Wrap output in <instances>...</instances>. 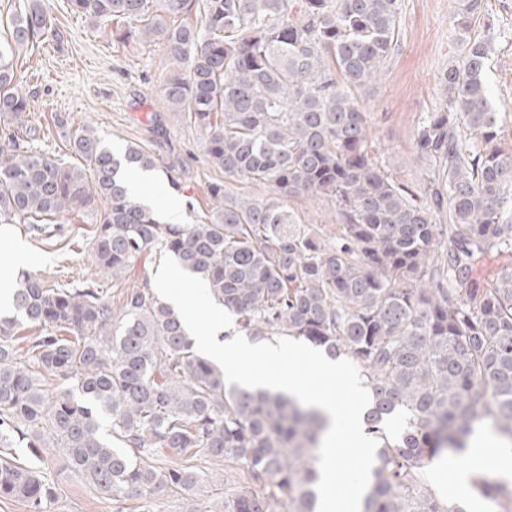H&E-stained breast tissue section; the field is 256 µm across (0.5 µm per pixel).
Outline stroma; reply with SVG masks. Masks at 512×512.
<instances>
[{
    "mask_svg": "<svg viewBox=\"0 0 512 512\" xmlns=\"http://www.w3.org/2000/svg\"><path fill=\"white\" fill-rule=\"evenodd\" d=\"M46 5L60 39L23 47L14 60L16 83L30 100L22 129L25 140L45 157L77 163L57 124L62 117L69 128H94L105 147L136 143L157 160L153 188L141 195V202L155 208L168 201L183 202L184 223H199L210 210L209 185L223 181L224 175L211 164L199 131L186 115L161 103L160 89L170 66L163 44L118 40L111 26H95L72 14L67 0H46ZM456 6L457 0H403L400 46L364 98L377 153L398 180L410 185L424 174L411 150L417 121L421 113L443 104L439 73L458 53L453 38ZM487 7L486 20L475 26L474 33L480 37L486 29L495 31L487 82L505 114L499 145L510 153L512 0H487ZM173 162L191 171L176 189L165 177L166 165ZM95 225L94 213L80 210L62 213L40 229L30 224L0 226V259L21 244L28 253V273L111 287V279L90 255ZM42 458L56 490L47 512H140L137 502L112 501L71 473L57 449H43ZM198 466L203 482L192 500L163 499L158 512H186L193 501L208 505L223 500L225 489L241 479L237 466L228 461L202 460Z\"/></svg>",
    "mask_w": 512,
    "mask_h": 512,
    "instance_id": "obj_1",
    "label": "stroma"
}]
</instances>
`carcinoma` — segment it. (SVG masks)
Here are the masks:
<instances>
[{
  "label": "carcinoma",
  "instance_id": "cac0c4a2",
  "mask_svg": "<svg viewBox=\"0 0 512 512\" xmlns=\"http://www.w3.org/2000/svg\"><path fill=\"white\" fill-rule=\"evenodd\" d=\"M458 2L461 57L440 74L445 106L418 119L412 151L425 175L409 186L379 160L361 101L400 40L402 0H68L123 40L163 42L171 68L160 97L188 113L224 181L210 185L204 221L163 224L117 175L122 162L154 169L141 146L119 159L92 128L68 129L83 167L14 134L0 146V224L93 209V261L115 282L141 272L117 310L92 283L20 276L17 318L0 320V497L46 512L55 491L37 461L49 446L101 494L152 512L202 476L150 460L192 450L244 469L224 512H315L326 417L226 384L153 291L146 263L164 251L253 341L287 337L358 367L371 395L366 431L379 441L363 512H467L423 474L487 424L512 447V268L490 288L471 276L475 256L512 250V153L498 146L504 113L486 79L493 36H471L486 0ZM6 28L0 118L21 126L29 100L15 85V50L56 30L43 0H23ZM235 182L268 184L277 198L243 197ZM308 195L336 204L329 240L289 207ZM24 323L39 335L23 349ZM472 485L496 507L512 501L509 483Z\"/></svg>",
  "mask_w": 512,
  "mask_h": 512
}]
</instances>
